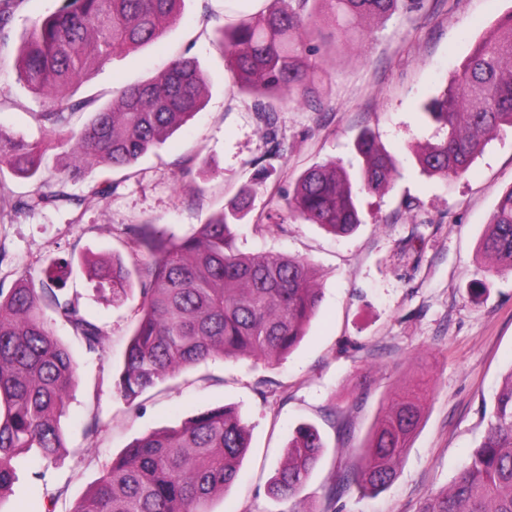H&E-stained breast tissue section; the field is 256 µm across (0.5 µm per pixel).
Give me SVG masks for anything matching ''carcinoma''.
<instances>
[{"instance_id":"obj_1","label":"carcinoma","mask_w":512,"mask_h":512,"mask_svg":"<svg viewBox=\"0 0 512 512\" xmlns=\"http://www.w3.org/2000/svg\"><path fill=\"white\" fill-rule=\"evenodd\" d=\"M0 0V65L7 58L11 4ZM184 0H61L51 14L34 19L18 50V78L38 95L52 96L39 114L47 139L11 141L0 133V173L36 183L23 206L73 202L68 182L80 171L128 169L182 128L203 107V71L181 55L157 78L129 85L99 106L95 96H74L76 79L118 55L152 45L181 17ZM330 6L338 29L366 16L388 19L399 10L420 11L424 0H266L253 14H240L215 30V41L236 86L255 101V112L274 156L277 112L294 98L319 109L324 76L317 59L332 54L317 15ZM441 133L414 152L431 175L458 178L503 128H512V10L481 37L446 86L422 107ZM85 113L89 121L77 126ZM68 145L74 167L48 173L47 151ZM358 170L331 160L303 172L286 201L287 214L336 235L361 224L357 195L385 192L398 173L395 160L362 131L356 141ZM253 189L244 188L224 212L189 236L134 229V247L153 258L141 281L137 321L115 379L122 398L133 401L176 371L213 358L261 356L275 360L293 352L316 315L321 291L305 259L239 251L233 228L252 210ZM498 269L512 271V187L499 197L479 243ZM87 272L109 287L112 301L133 292L132 270L114 255L86 257ZM74 269L67 259L42 271L24 272L12 288L0 287V502L12 492L17 458L32 452L45 460L65 447L61 418L77 379L76 365L55 336L45 310L66 322L93 352L103 331L79 310L64 289ZM418 400L404 398L371 430L357 468L343 471L328 492L373 495L385 490L418 428ZM249 448L247 431L232 406H217L176 427L134 439L105 466L72 512H208L205 505L237 480ZM325 448L317 428H295L286 458L269 490L295 497ZM419 512H512V369L493 400L482 441L469 453L449 486L426 497Z\"/></svg>"}]
</instances>
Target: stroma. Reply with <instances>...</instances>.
Returning a JSON list of instances; mask_svg holds the SVG:
<instances>
[{
    "mask_svg": "<svg viewBox=\"0 0 512 512\" xmlns=\"http://www.w3.org/2000/svg\"><path fill=\"white\" fill-rule=\"evenodd\" d=\"M510 9L512 0H427L419 13L363 18L354 44L324 24L336 51L323 63V106H282L277 136L285 151L274 158L252 99L229 80L215 44L224 0H185L180 23L161 42L115 57L75 83V95L95 93L107 102L186 53L207 76V104L131 170L98 169L70 181L67 190L80 205L18 210L33 184L0 175V287L11 288L24 271L39 275L55 258L89 253H116L145 269L151 259L133 255L131 225L188 235L250 186L253 210L238 227V248L310 261L323 298L304 340L285 358L212 359L129 403L114 378L137 303L112 302L76 276L65 293L78 296L82 313L102 327L103 342L88 352L63 320L50 316L78 368L61 419L67 450L51 460L21 459L0 512H43L54 492L55 512H72L102 466L134 438L222 405L238 408L250 447L237 481L209 503L210 512H417L426 495L447 487L482 440L493 397L512 368V271L492 268L479 250L494 205L512 186V130L455 179L423 173L411 149L435 138L422 102ZM48 106L15 70L0 73L5 135L38 138V115ZM365 128L397 161L399 174L386 192L360 194V226L336 235L292 218L274 223L304 171L333 159L358 166L354 140ZM94 184L104 194L91 195ZM411 392L420 398L422 421L393 485L375 497L353 491L329 500L342 471L359 465L377 419ZM301 423L315 425L326 448L299 497L279 500L268 485ZM36 471L43 479H33Z\"/></svg>",
    "mask_w": 512,
    "mask_h": 512,
    "instance_id": "1",
    "label": "stroma"
}]
</instances>
